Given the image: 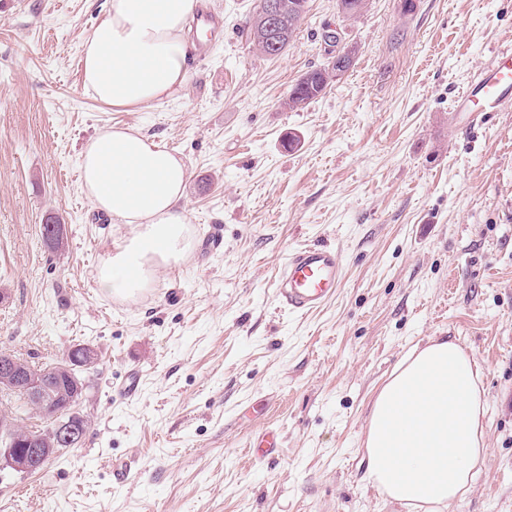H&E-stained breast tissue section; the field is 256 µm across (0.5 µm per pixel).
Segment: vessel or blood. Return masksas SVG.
I'll return each mask as SVG.
<instances>
[{"label":"vessel or blood","instance_id":"obj_1","mask_svg":"<svg viewBox=\"0 0 512 512\" xmlns=\"http://www.w3.org/2000/svg\"><path fill=\"white\" fill-rule=\"evenodd\" d=\"M460 129H469L481 112L512 111V45L499 49L454 101ZM343 261L336 250L309 245L289 251L278 276L277 301L303 315L324 306L342 281Z\"/></svg>","mask_w":512,"mask_h":512}]
</instances>
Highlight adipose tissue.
I'll return each mask as SVG.
<instances>
[{
	"label": "adipose tissue",
	"instance_id": "adipose-tissue-1",
	"mask_svg": "<svg viewBox=\"0 0 512 512\" xmlns=\"http://www.w3.org/2000/svg\"><path fill=\"white\" fill-rule=\"evenodd\" d=\"M195 0H108L83 44L82 85L98 102L136 108L173 97L187 76L183 35ZM81 187L95 208L131 235L99 273L100 290L131 297L156 269L189 248L186 163L133 127L93 137L79 158ZM481 368L455 340L431 337L398 364L373 401L367 479L410 512H450L488 448Z\"/></svg>",
	"mask_w": 512,
	"mask_h": 512
}]
</instances>
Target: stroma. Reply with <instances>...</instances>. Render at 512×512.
<instances>
[{
    "label": "stroma",
    "instance_id": "obj_1",
    "mask_svg": "<svg viewBox=\"0 0 512 512\" xmlns=\"http://www.w3.org/2000/svg\"><path fill=\"white\" fill-rule=\"evenodd\" d=\"M210 2L223 27L180 92L123 109L81 84L107 0H0V349L39 365L99 352L81 373L84 441L43 471L1 469L0 512H407L368 483L364 433L393 370L433 336L470 349L488 398L486 460L452 512H512V111L465 133L452 112L512 41V0H366L348 21L309 0L274 59L244 29L259 0ZM328 29L356 61L288 110L327 61ZM115 126L190 171L188 256L130 299L97 279L131 228L93 207L77 166ZM216 229L222 245L206 246ZM314 244L339 251L345 276L300 316L277 303V271ZM133 369L139 393L118 396ZM263 427L282 436L272 465L247 454Z\"/></svg>",
    "mask_w": 512,
    "mask_h": 512
}]
</instances>
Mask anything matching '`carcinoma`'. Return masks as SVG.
<instances>
[{"mask_svg":"<svg viewBox=\"0 0 512 512\" xmlns=\"http://www.w3.org/2000/svg\"><path fill=\"white\" fill-rule=\"evenodd\" d=\"M285 6H295L296 21L288 25V38L285 43H290L297 29V21L301 20L306 12L308 0H279ZM338 13L345 19H351L361 14L365 8V0H337ZM260 12H255L246 21V26L256 48L261 54L266 51L261 46V39L271 38L269 31L261 24ZM327 45L336 49V54L329 57L321 67L305 72L288 91V98L283 105L290 110H302L310 103L326 93L327 88L338 77V72L348 70L353 66L358 54V46L355 43L341 42L338 32H333ZM81 349L72 350L67 357L39 368L45 373L46 380L53 386V397L37 406L35 412L39 418L52 420L63 407L72 410L77 405L82 394L77 392L74 380L64 371V367L78 361Z\"/></svg>","mask_w":512,"mask_h":512,"instance_id":"cac0c4a2","label":"carcinoma"}]
</instances>
